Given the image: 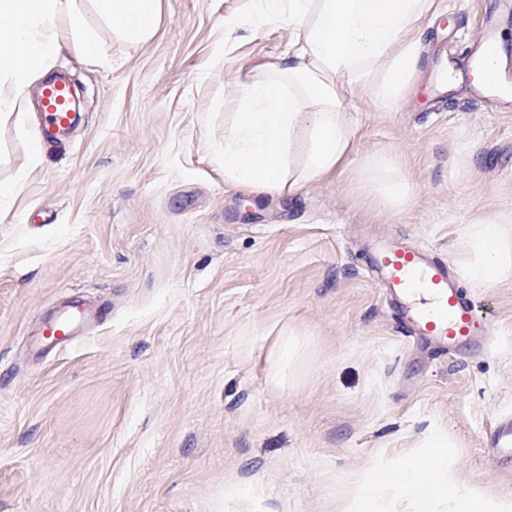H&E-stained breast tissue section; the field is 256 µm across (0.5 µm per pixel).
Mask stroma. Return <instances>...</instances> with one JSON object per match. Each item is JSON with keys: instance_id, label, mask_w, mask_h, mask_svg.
Wrapping results in <instances>:
<instances>
[{"instance_id": "stroma-1", "label": "stroma", "mask_w": 512, "mask_h": 512, "mask_svg": "<svg viewBox=\"0 0 512 512\" xmlns=\"http://www.w3.org/2000/svg\"><path fill=\"white\" fill-rule=\"evenodd\" d=\"M250 0H161L132 47L77 0L100 54L61 43L81 120L42 142L39 84L0 122V512H355L354 478L448 440L460 485L512 499V459L489 427L512 416V279L462 267L473 225L512 216V112L437 60L480 36L497 0H436L418 70L389 110L353 92L355 147L292 194L224 180L238 90L290 32ZM393 158L410 191L366 187ZM395 238L447 261L493 329L483 351L437 354L403 336L367 267ZM72 299L103 320L42 352L48 311ZM395 168L391 158L384 154H375L368 160V171L374 175L371 177L380 198L389 204L399 203L404 201L408 195L409 186L405 179L401 176L394 177L392 172ZM384 176L386 181L377 178V176Z\"/></svg>"}]
</instances>
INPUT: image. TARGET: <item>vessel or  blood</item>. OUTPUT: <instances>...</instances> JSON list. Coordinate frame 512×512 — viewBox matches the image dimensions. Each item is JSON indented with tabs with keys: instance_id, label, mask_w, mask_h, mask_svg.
Instances as JSON below:
<instances>
[{
	"instance_id": "obj_1",
	"label": "vessel or blood",
	"mask_w": 512,
	"mask_h": 512,
	"mask_svg": "<svg viewBox=\"0 0 512 512\" xmlns=\"http://www.w3.org/2000/svg\"><path fill=\"white\" fill-rule=\"evenodd\" d=\"M510 13L512 0H502L500 16L483 20L479 41L482 52L497 49L500 17ZM479 67V62L470 56L460 63L463 74L475 70L480 73L472 88L473 94L489 104L499 103L498 76L491 71L480 72ZM68 102L69 89L64 81L43 87L39 106L45 116L44 138H52L56 131L71 125L74 114ZM370 266L407 336L428 342L443 355L462 348L475 351L481 347L487 323L476 315L446 262L432 258L417 246L390 241L373 249ZM92 325L91 318L82 308H68L45 323L41 331L42 344L47 348L74 345L81 331ZM491 436V444L497 453L512 457V418L495 421Z\"/></svg>"
}]
</instances>
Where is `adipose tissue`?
<instances>
[{
  "instance_id": "adipose-tissue-1",
  "label": "adipose tissue",
  "mask_w": 512,
  "mask_h": 512,
  "mask_svg": "<svg viewBox=\"0 0 512 512\" xmlns=\"http://www.w3.org/2000/svg\"><path fill=\"white\" fill-rule=\"evenodd\" d=\"M96 3L129 44L153 35L160 0ZM252 6L257 16L288 24L292 35L265 78L239 93L241 110L224 133V180L256 193H293L349 161V90L370 87L383 109L404 96L435 0H252ZM2 17L14 50L0 57V119L23 111L27 88L49 71L60 41H74L90 57L97 50L76 0H0ZM368 170L384 202L406 199L409 186L394 175L388 155L375 154ZM463 256L477 284L512 279V234L498 221L474 225ZM447 469L448 450L437 439L396 464L366 469L356 482L358 512H377L387 489L406 497L408 512H512V501L432 481Z\"/></svg>"
}]
</instances>
